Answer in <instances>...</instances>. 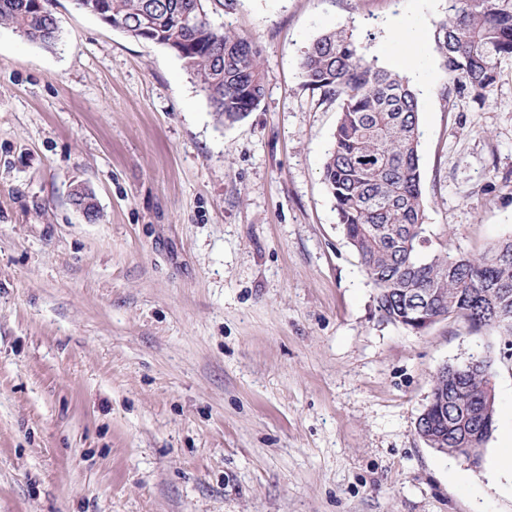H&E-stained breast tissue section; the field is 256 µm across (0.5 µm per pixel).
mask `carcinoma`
<instances>
[{
  "mask_svg": "<svg viewBox=\"0 0 512 512\" xmlns=\"http://www.w3.org/2000/svg\"><path fill=\"white\" fill-rule=\"evenodd\" d=\"M103 22L161 45L178 44V59L196 78L219 120L234 122L264 94L261 53L249 38L210 20L209 0H82ZM0 27L45 48L58 39L56 18L36 0H0ZM436 41L448 86L485 97L501 62L512 58V0H448ZM304 86L339 102L334 144L324 179L338 224L376 290L382 319L406 329L417 317L462 318L475 330L512 336V238L479 255H450L446 247L423 255L425 200L420 188L418 97L399 72L360 53L352 35L329 30L301 63ZM84 187L73 204L95 222L99 210ZM492 359L473 356L434 374L432 411L418 428L451 456L479 448L476 429L495 416L488 402Z\"/></svg>",
  "mask_w": 512,
  "mask_h": 512,
  "instance_id": "cac0c4a2",
  "label": "carcinoma"
}]
</instances>
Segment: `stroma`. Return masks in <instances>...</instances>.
I'll return each instance as SVG.
<instances>
[{"label":"stroma","mask_w":512,"mask_h":512,"mask_svg":"<svg viewBox=\"0 0 512 512\" xmlns=\"http://www.w3.org/2000/svg\"><path fill=\"white\" fill-rule=\"evenodd\" d=\"M47 7L52 48L0 28V512H512V477L489 480L512 342L381 319L324 180L339 107L301 76L338 28L412 61L427 234L473 254L512 235V60L485 99L448 90V0H213L265 73L228 124L167 48ZM485 354L475 467L416 422L439 366Z\"/></svg>","instance_id":"stroma-1"}]
</instances>
